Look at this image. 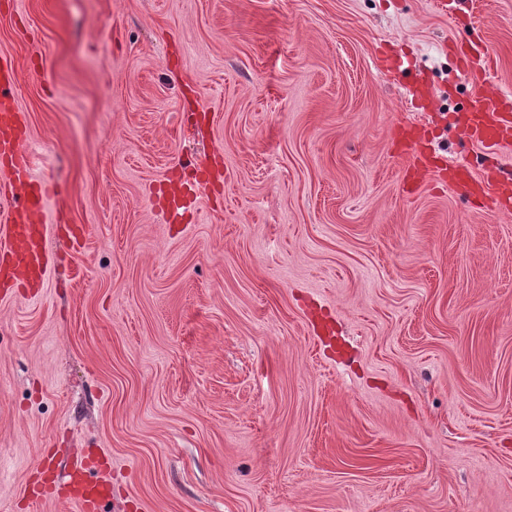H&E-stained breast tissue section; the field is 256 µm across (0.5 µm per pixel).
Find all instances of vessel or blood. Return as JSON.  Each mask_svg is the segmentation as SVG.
I'll list each match as a JSON object with an SVG mask.
<instances>
[{
  "label": "vessel or blood",
  "instance_id": "obj_1",
  "mask_svg": "<svg viewBox=\"0 0 512 512\" xmlns=\"http://www.w3.org/2000/svg\"><path fill=\"white\" fill-rule=\"evenodd\" d=\"M18 72L13 63L0 58V273L20 277L22 283L43 282L50 265L44 234H32L42 225L45 202L63 194L56 185L31 180L26 149V119L15 102ZM478 92L467 110L472 138L482 147L512 146V97L491 90L488 78L477 81ZM448 182L464 193L491 198L494 212L512 210V175L472 172L462 161L448 164ZM68 482L71 502L78 512H105L110 489L106 480L83 459H74Z\"/></svg>",
  "mask_w": 512,
  "mask_h": 512
}]
</instances>
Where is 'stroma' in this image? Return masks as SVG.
I'll return each mask as SVG.
<instances>
[{"mask_svg":"<svg viewBox=\"0 0 512 512\" xmlns=\"http://www.w3.org/2000/svg\"><path fill=\"white\" fill-rule=\"evenodd\" d=\"M12 2L68 194L0 287V512H76L35 486L77 454L107 512H512V215L440 173L484 154L448 46L512 92V0Z\"/></svg>","mask_w":512,"mask_h":512,"instance_id":"stroma-1","label":"stroma"}]
</instances>
